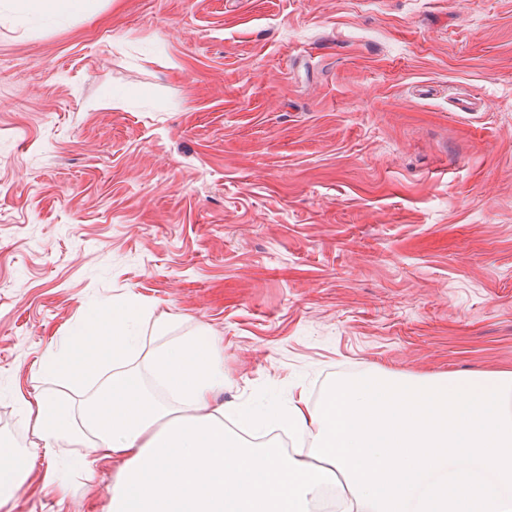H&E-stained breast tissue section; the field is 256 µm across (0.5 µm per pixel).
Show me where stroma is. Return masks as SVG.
Listing matches in <instances>:
<instances>
[{"mask_svg":"<svg viewBox=\"0 0 512 512\" xmlns=\"http://www.w3.org/2000/svg\"><path fill=\"white\" fill-rule=\"evenodd\" d=\"M130 292L221 339L219 405L512 370V0L0 2V439L81 416L39 363ZM88 439L0 512H106ZM94 0H16L12 11L20 19L30 13H49L52 15L72 14L85 11ZM24 408L32 422V433L45 442L44 450H51L49 441L68 435L72 430L74 416L69 407L46 395H35L32 399L21 396Z\"/></svg>","mask_w":512,"mask_h":512,"instance_id":"obj_1","label":"stroma"}]
</instances>
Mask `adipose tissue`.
Here are the masks:
<instances>
[{
    "label": "adipose tissue",
    "mask_w": 512,
    "mask_h": 512,
    "mask_svg": "<svg viewBox=\"0 0 512 512\" xmlns=\"http://www.w3.org/2000/svg\"><path fill=\"white\" fill-rule=\"evenodd\" d=\"M172 320L128 294L88 313L43 362L52 378L97 386L83 420L98 461L116 469L109 512H310L335 484L352 512H512V371H371L337 380L318 405L301 391L276 412L217 407V337L202 328L145 352V327L160 334ZM144 352L163 396L133 367ZM23 405L39 440L71 432L74 416L56 399ZM229 421L310 435L315 446L307 459L257 448ZM32 469L0 442V503Z\"/></svg>",
    "instance_id": "adipose-tissue-1"
}]
</instances>
